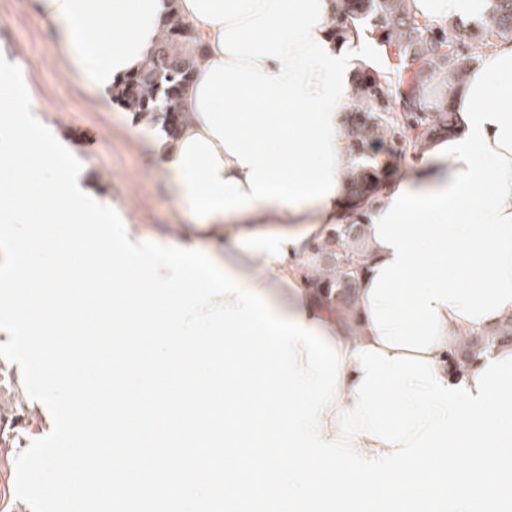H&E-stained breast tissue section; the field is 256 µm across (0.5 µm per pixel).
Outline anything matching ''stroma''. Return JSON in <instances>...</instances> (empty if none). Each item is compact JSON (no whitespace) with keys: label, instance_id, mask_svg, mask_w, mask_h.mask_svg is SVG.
Here are the masks:
<instances>
[{"label":"stroma","instance_id":"obj_1","mask_svg":"<svg viewBox=\"0 0 512 512\" xmlns=\"http://www.w3.org/2000/svg\"><path fill=\"white\" fill-rule=\"evenodd\" d=\"M0 46L17 61L30 100L76 156L90 162L103 194L125 203L133 234L165 236L184 216L173 188L149 167L144 148L130 133L120 106L98 103L58 56L49 21L36 16L30 0H0ZM0 512H32L15 493V458L32 440L50 433L47 407L30 398L18 365L0 357Z\"/></svg>","mask_w":512,"mask_h":512}]
</instances>
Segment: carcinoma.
<instances>
[{
  "label": "carcinoma",
  "mask_w": 512,
  "mask_h": 512,
  "mask_svg": "<svg viewBox=\"0 0 512 512\" xmlns=\"http://www.w3.org/2000/svg\"><path fill=\"white\" fill-rule=\"evenodd\" d=\"M493 7L487 26L478 33L485 46L495 36L512 37V0H493ZM366 18L396 64L387 73L362 68L355 80L354 97L361 106L346 113L344 129L352 154L361 162L350 166L344 180L357 199L378 192L381 182L397 172V158L425 151L436 137L451 136L456 117L448 111L447 99L433 104L427 88L438 77L453 88L473 59V48L463 35L415 19L407 0H337L338 31ZM202 63L197 36L173 13L164 21L145 65L121 82L112 100L175 133L185 120L180 92ZM363 229L357 223L334 225L306 275L312 292L344 312H356L360 276L370 255ZM487 335L449 350L448 367L466 364L476 349L496 340L512 343V323L492 328Z\"/></svg>",
  "instance_id": "obj_1"
}]
</instances>
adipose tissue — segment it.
I'll list each match as a JSON object with an SVG mask.
<instances>
[{
	"instance_id": "adipose-tissue-1",
	"label": "adipose tissue",
	"mask_w": 512,
	"mask_h": 512,
	"mask_svg": "<svg viewBox=\"0 0 512 512\" xmlns=\"http://www.w3.org/2000/svg\"><path fill=\"white\" fill-rule=\"evenodd\" d=\"M52 24L66 69L101 100L137 72L178 12L204 63L181 91L175 137L140 127L148 162L171 178L187 222L169 242L208 253L282 320L334 341L342 360L338 435L362 377L352 353L373 346L434 362L441 383L474 388L495 343L456 373L450 348L512 321V38L483 49L456 88L458 127L369 205L349 199L344 136L352 80L369 39L332 30L335 0H31ZM445 27L483 16L488 0H408ZM360 219L373 258L347 316L307 288L301 264L336 224Z\"/></svg>"
}]
</instances>
